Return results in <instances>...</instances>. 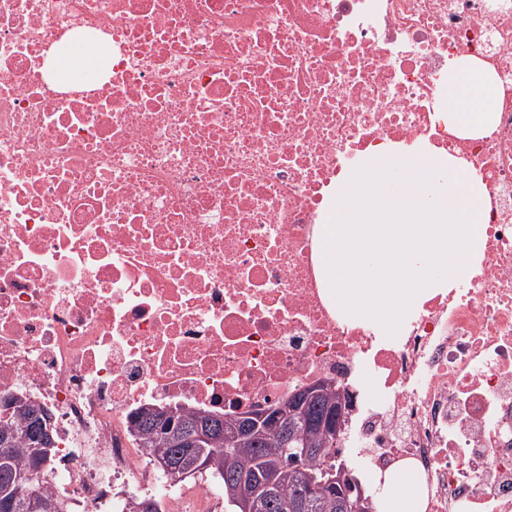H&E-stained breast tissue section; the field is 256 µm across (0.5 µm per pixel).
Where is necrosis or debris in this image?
<instances>
[{
  "label": "necrosis or debris",
  "instance_id": "1",
  "mask_svg": "<svg viewBox=\"0 0 512 512\" xmlns=\"http://www.w3.org/2000/svg\"><path fill=\"white\" fill-rule=\"evenodd\" d=\"M86 36L95 81L44 63ZM489 74L492 124L446 115ZM424 145L482 190L469 276L391 341L321 275L329 193L363 156ZM330 380L343 447L413 461L421 512H512V0H0V400L55 417L46 490L130 512L146 406L261 411Z\"/></svg>",
  "mask_w": 512,
  "mask_h": 512
}]
</instances>
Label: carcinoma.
Wrapping results in <instances>:
<instances>
[{
	"label": "carcinoma",
	"mask_w": 512,
	"mask_h": 512,
	"mask_svg": "<svg viewBox=\"0 0 512 512\" xmlns=\"http://www.w3.org/2000/svg\"><path fill=\"white\" fill-rule=\"evenodd\" d=\"M304 404L303 414L296 420L293 431L299 442L309 448H322L324 452L312 457L305 470L314 476L315 488L310 490L303 512H340L336 485L323 473L326 466L337 468L344 461L336 458V450L327 446L329 436L322 426L331 421L332 400L336 392L325 391L314 398L299 394ZM160 411L175 418L174 432L159 429L146 417L147 408L140 409L131 419V430L136 436L137 447L145 450L149 463L180 481L207 475L224 491L225 512H246V506L236 497L235 486L240 481L272 478L279 486V504L269 512H290L289 504L300 494L305 482L302 473L279 469L280 449L287 444L277 435H263L242 439L230 428L228 416L220 417L221 426L197 444L200 463L192 470L169 472L165 460L180 452L178 441L197 433L199 422L214 418L202 411L186 412L181 407H162ZM46 409L34 401L21 404L10 401L0 407V438L8 439V446H0V512L6 501L13 503V512H70L65 500L45 491L42 478L56 453L55 431L46 435L42 420ZM233 449L232 463H227L224 449Z\"/></svg>",
	"instance_id": "cac0c4a2"
}]
</instances>
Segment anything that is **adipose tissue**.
<instances>
[{"instance_id":"obj_1","label":"adipose tissue","mask_w":512,"mask_h":512,"mask_svg":"<svg viewBox=\"0 0 512 512\" xmlns=\"http://www.w3.org/2000/svg\"><path fill=\"white\" fill-rule=\"evenodd\" d=\"M99 49L81 42L60 46L47 62L53 80L69 84L70 78L90 70ZM496 112V91L482 70H471L465 81L448 82V116L463 130L476 131L492 123ZM420 476L411 463L400 464L385 477L382 512H420Z\"/></svg>"}]
</instances>
